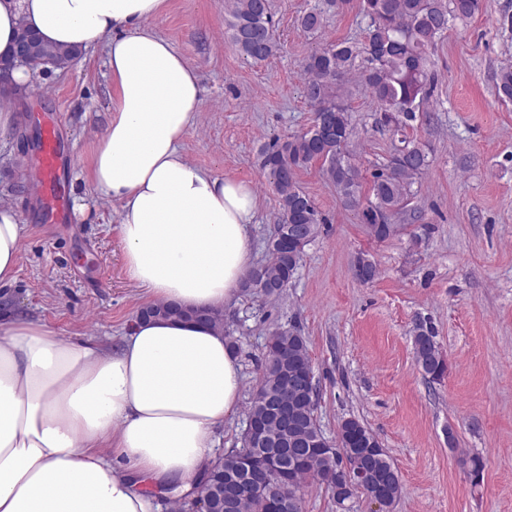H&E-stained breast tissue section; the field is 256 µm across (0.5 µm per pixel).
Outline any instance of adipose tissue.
<instances>
[{
    "mask_svg": "<svg viewBox=\"0 0 512 512\" xmlns=\"http://www.w3.org/2000/svg\"><path fill=\"white\" fill-rule=\"evenodd\" d=\"M166 0H0V58L19 25L44 42L105 46L111 112L91 157L95 186L120 204L129 280L152 303L220 309L252 268L258 200L250 182L191 164L196 71L146 25ZM23 231L0 202V286ZM242 377L223 333L135 321L118 346L60 342L44 323L0 316V512H156L140 480L191 492Z\"/></svg>",
    "mask_w": 512,
    "mask_h": 512,
    "instance_id": "adipose-tissue-1",
    "label": "adipose tissue"
}]
</instances>
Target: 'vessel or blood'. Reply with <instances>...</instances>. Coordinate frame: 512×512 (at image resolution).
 Instances as JSON below:
<instances>
[{
	"instance_id": "vessel-or-blood-1",
	"label": "vessel or blood",
	"mask_w": 512,
	"mask_h": 512,
	"mask_svg": "<svg viewBox=\"0 0 512 512\" xmlns=\"http://www.w3.org/2000/svg\"><path fill=\"white\" fill-rule=\"evenodd\" d=\"M39 180L37 193L43 203L47 218L60 223L67 218V205L61 183L62 153L61 132L56 125L45 126L38 155Z\"/></svg>"
}]
</instances>
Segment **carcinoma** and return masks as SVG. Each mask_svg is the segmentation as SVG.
<instances>
[{"label":"carcinoma","instance_id":"obj_1","mask_svg":"<svg viewBox=\"0 0 512 512\" xmlns=\"http://www.w3.org/2000/svg\"><path fill=\"white\" fill-rule=\"evenodd\" d=\"M480 9V0H362L369 17L365 40L327 43L303 63L304 93L314 108L310 128L262 146L261 169L277 195L280 220L268 242V260L252 270L245 291L277 298L291 284L310 243L308 231L322 223L313 201L302 191L298 172L322 162L344 205L361 210V220L380 242L398 230L394 218L409 204L413 185L428 167L419 143L402 138L390 159L372 173L371 198L361 203V176L348 147L354 129L345 98V78L359 55L366 66L361 83L380 112V123L402 132L416 119L415 102L428 96L427 51L448 31L449 18L465 20ZM228 30L246 58L264 61L279 50L268 0H228ZM301 29L317 32L321 13L312 10L298 19ZM38 65L62 66L76 54L36 44ZM498 98L512 102V68L496 77ZM417 365L432 380L447 371L433 329L416 326ZM314 369L305 338L294 328L272 330L265 343L264 362L247 411L242 446L210 466L204 492L211 512H302L304 492L324 484L334 498L345 492L381 497L392 507L400 498L399 473L379 439L359 420H344L336 441L325 437L317 419L318 396ZM366 469L367 479L351 488L349 469Z\"/></svg>","mask_w":512,"mask_h":512}]
</instances>
